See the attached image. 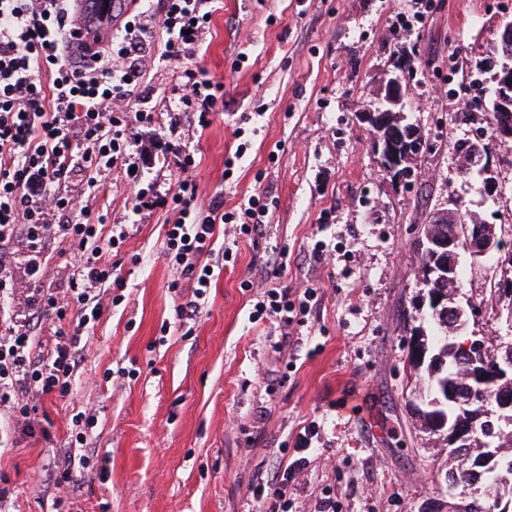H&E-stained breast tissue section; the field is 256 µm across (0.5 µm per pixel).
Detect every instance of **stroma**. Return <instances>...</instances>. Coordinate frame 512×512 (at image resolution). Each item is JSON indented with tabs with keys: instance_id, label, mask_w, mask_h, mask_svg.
<instances>
[{
	"instance_id": "1",
	"label": "stroma",
	"mask_w": 512,
	"mask_h": 512,
	"mask_svg": "<svg viewBox=\"0 0 512 512\" xmlns=\"http://www.w3.org/2000/svg\"><path fill=\"white\" fill-rule=\"evenodd\" d=\"M404 30L415 0H220L198 62L224 82V113L212 127L183 122L182 140L201 162L203 196L232 208L255 191L272 200L262 237L241 240L213 282L191 335L175 308L191 285L162 256L163 211L132 213L122 170L106 173L91 203L130 237L117 258L125 286L81 340L84 363L72 402L37 403L53 443L20 439L0 449V512H256L252 491L292 461L297 435L317 423L307 466L288 481L289 512H421L446 502L448 448L423 433L409 375L419 293L420 224L448 198L512 240V142L492 145L497 193L457 172V145L487 127L448 89L449 72L478 74L498 26L512 12L495 0H431ZM417 72L404 112L425 143L408 182L380 169L362 112L373 109L403 64ZM232 175L224 161L238 142ZM331 249L318 259L316 241ZM285 251L279 280L293 296L317 291L310 329L293 358L273 352L268 320L253 323L251 293L272 253ZM460 292L478 309L468 332L512 334L485 299L512 281V266L462 261ZM170 323L161 335L162 323ZM92 410L84 453L92 460L67 488L54 456L69 440L72 409Z\"/></svg>"
}]
</instances>
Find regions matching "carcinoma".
<instances>
[{
    "label": "carcinoma",
    "instance_id": "carcinoma-1",
    "mask_svg": "<svg viewBox=\"0 0 512 512\" xmlns=\"http://www.w3.org/2000/svg\"><path fill=\"white\" fill-rule=\"evenodd\" d=\"M474 217L461 212L455 219L441 220L430 217L428 223L421 225L418 239V272L423 288L429 293L451 292L448 281L428 276V268L432 258L421 244L435 236L456 237L465 241ZM428 327L421 325L411 329V335L422 337V342L429 348L428 363L423 365L411 361L410 369L419 378L427 392V400L440 398V405L430 408L426 414L419 416L422 425L432 423L431 416L442 413L447 424L468 430L474 435L469 448L448 447V470L445 481L455 487L457 495L462 497L473 490L480 491L481 509L478 512H512V483L506 485L498 480V475L512 469V420L500 418L496 414L495 405L502 392L512 394V384L495 382V368L507 352L512 351V337L497 342L483 340L479 366L488 378L474 377L469 369L460 366L455 360L453 334L448 323L434 315L424 318ZM457 394L467 393L475 401L474 408L467 412H459L441 394L447 391Z\"/></svg>",
    "mask_w": 512,
    "mask_h": 512
}]
</instances>
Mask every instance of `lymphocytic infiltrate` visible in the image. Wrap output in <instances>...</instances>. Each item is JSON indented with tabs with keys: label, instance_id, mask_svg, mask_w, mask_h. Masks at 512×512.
<instances>
[{
	"label": "lymphocytic infiltrate",
	"instance_id": "1",
	"mask_svg": "<svg viewBox=\"0 0 512 512\" xmlns=\"http://www.w3.org/2000/svg\"><path fill=\"white\" fill-rule=\"evenodd\" d=\"M213 2L158 0L126 15L90 65L69 54L70 0H0V295L20 302L0 315V404L15 424L31 425V401L71 395L81 334L103 308L102 286L120 279L110 255L129 233L125 225L92 217L88 201L100 191L101 172L129 161L127 128L164 121L173 130L189 113L205 129L224 109L223 81L197 63ZM158 60L173 64L179 92L162 112L137 93ZM166 147L182 173L171 192H149L139 171L127 179L138 204L168 214L163 256L193 285L191 300L176 307L187 324L198 317L220 261L235 259L241 239L258 234L270 208L259 192L230 210L222 196L202 199L192 177L194 152L171 141ZM77 171L85 175L81 193L68 187ZM220 224L233 228L222 240ZM53 237L69 286L63 293H30L14 276L12 247ZM241 288L256 294L251 320L269 319L272 348L284 352L308 324L313 290L298 299L268 284L256 289L249 280Z\"/></svg>",
	"mask_w": 512,
	"mask_h": 512
}]
</instances>
